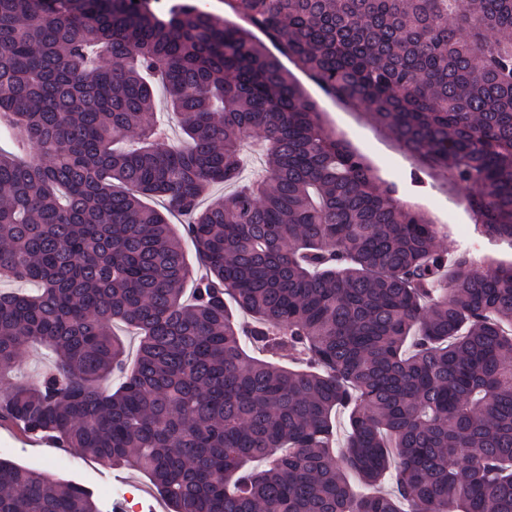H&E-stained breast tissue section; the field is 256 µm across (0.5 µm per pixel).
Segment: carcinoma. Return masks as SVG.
<instances>
[{"mask_svg": "<svg viewBox=\"0 0 512 512\" xmlns=\"http://www.w3.org/2000/svg\"><path fill=\"white\" fill-rule=\"evenodd\" d=\"M229 2L246 26L189 0H0V122L29 150L0 152V276L38 285L0 292V380L34 342L54 359L0 389V426L146 473L169 512H512V262L438 249L280 61L512 249V0ZM248 138L266 170L242 184ZM115 322L141 337L130 371ZM0 512L99 510L1 458Z\"/></svg>", "mask_w": 512, "mask_h": 512, "instance_id": "cac0c4a2", "label": "carcinoma"}]
</instances>
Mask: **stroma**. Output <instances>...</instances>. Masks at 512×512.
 <instances>
[{
    "instance_id": "obj_1",
    "label": "stroma",
    "mask_w": 512,
    "mask_h": 512,
    "mask_svg": "<svg viewBox=\"0 0 512 512\" xmlns=\"http://www.w3.org/2000/svg\"><path fill=\"white\" fill-rule=\"evenodd\" d=\"M285 66L306 94L318 102L324 122L365 156L381 181L403 187L436 223L454 225V233L438 239V246L450 252L466 250L477 233L468 212L444 180L425 173L420 183H412L409 175L415 167L414 162L367 114L346 108L326 97L293 61H286ZM0 448L5 449L6 459L17 464L46 468L55 478L72 480L91 488L103 512H168L143 472L108 469L84 456L80 449L36 444L4 427H0Z\"/></svg>"
}]
</instances>
